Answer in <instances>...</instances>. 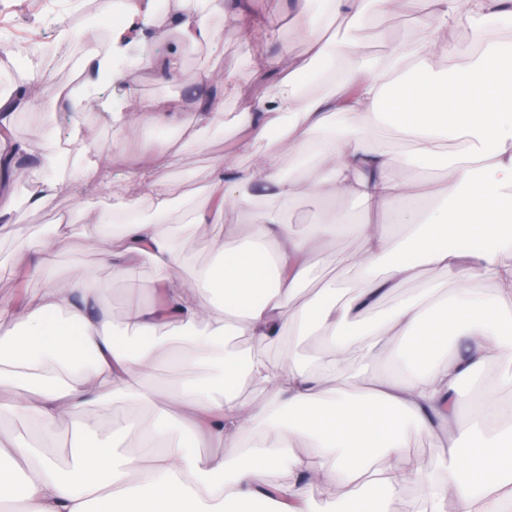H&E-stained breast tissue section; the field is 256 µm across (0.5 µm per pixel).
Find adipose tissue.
<instances>
[{
	"label": "adipose tissue",
	"instance_id": "obj_1",
	"mask_svg": "<svg viewBox=\"0 0 512 512\" xmlns=\"http://www.w3.org/2000/svg\"><path fill=\"white\" fill-rule=\"evenodd\" d=\"M292 19L313 57L339 71L331 93L303 98L308 65L289 62L286 86L268 84L253 95L232 70L220 92L202 96L195 120H221L224 96L249 99L240 112L235 143L252 154L256 141L278 134L291 144L306 174L283 177L277 147L248 168L216 163L206 204L191 208L189 223L206 228L211 262L189 264L164 227L173 223L170 190L154 159L126 174L149 192L150 219L101 228L108 242L103 260L124 273L142 259L155 268L156 299L133 307L128 323L137 338L108 332L93 317L104 287L83 278L46 279L22 305H0V414L17 409L36 423L31 441L0 447V512H247L275 495L277 512H314L313 497L335 512H356L370 492L383 506L405 490L429 502L430 512H512V421L503 420L501 390H512V57L503 34L512 29V0H430L421 36L390 43L365 58L356 41L327 39L320 13L308 0ZM251 0H184L174 18L192 43L216 40L214 13L242 23L254 35L268 26L254 18ZM466 28L473 45L467 62L446 70L433 58L452 56L453 33ZM127 46L114 39L107 52L88 50L81 82L64 98L76 109L90 101L89 87L126 81L120 66ZM35 82L0 97V198L9 196V173L25 151L5 138L12 115L28 108ZM100 109L118 126H169L179 121L178 102L103 99ZM368 116L356 135L345 136L332 119ZM412 142L415 156L440 167L447 180L433 190L442 203L426 209L416 185L389 173L387 144ZM358 203L355 215L292 232L281 217L298 194ZM248 214L249 236L224 223L226 214ZM354 236L353 263L363 280L349 297L323 289L313 302L296 299L317 264L321 246ZM70 239L60 215L54 232L22 254L11 272L50 268ZM475 247H455V240ZM455 281L452 294L435 288L386 301L423 269ZM321 331L330 358L297 356L273 361L266 346ZM242 338L250 348L228 349ZM360 343L366 369L349 365ZM175 380L150 381L158 360ZM504 371L495 386L463 402L460 383L487 363ZM262 388L260 401L241 397L242 382ZM131 408L154 407L172 430L139 429V444L115 443L130 424L113 423L100 434L77 411L105 395ZM74 418L67 466L41 446L57 424ZM275 428L278 447L261 443ZM432 439L431 464L405 461L408 433ZM236 449L233 457L200 454L195 440ZM443 479L429 483L425 468Z\"/></svg>",
	"mask_w": 512,
	"mask_h": 512
}]
</instances>
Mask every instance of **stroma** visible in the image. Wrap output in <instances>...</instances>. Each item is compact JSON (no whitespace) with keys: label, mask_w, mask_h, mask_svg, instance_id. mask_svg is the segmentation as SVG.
Listing matches in <instances>:
<instances>
[{"label":"stroma","mask_w":512,"mask_h":512,"mask_svg":"<svg viewBox=\"0 0 512 512\" xmlns=\"http://www.w3.org/2000/svg\"><path fill=\"white\" fill-rule=\"evenodd\" d=\"M44 4L45 0H0V15H8L16 31H35L48 36L59 46L52 67L43 70L44 105L25 109L13 118L11 132L14 140L26 144L30 150L29 155L20 159L11 188L13 207L25 213L27 235L23 238L0 236V266H9L21 250L31 248L34 241L52 233L57 217L67 214L71 221V239L55 258L54 268L62 276L75 272L88 280L106 282L110 292L103 305L109 315L110 327L124 335L128 332L125 324L127 308L131 303L148 299L154 286L155 271L151 262L144 259L132 275L118 278L102 259L106 244L99 240L97 229L89 218L93 215L112 218V173L137 165L142 147L151 145L160 156L161 173L171 187L176 214H186L193 205L202 203L216 158L244 166L249 163L247 157L234 149L235 119L244 108L242 101L225 95L223 125L196 123L194 112L203 72H210L217 78L224 70L233 69L255 89L259 86L257 66L267 68L270 80L274 81L279 79V70L288 60L304 58L313 73L303 87L304 94L319 97L329 92L330 86L315 78V71L322 67L321 61L308 59L304 42L288 26H279L264 39L253 41L245 39L240 25L225 22L223 16L217 15L212 20L219 32L217 41L213 46L199 47L185 41L170 23V16L178 12L180 5L178 0H169L164 14L142 19L141 26L152 38L153 54L166 53L172 47L178 49L181 63L175 76L161 78L148 69L140 58L141 48L136 44L129 48L126 69L132 100L179 101L183 123L178 127L149 124L117 127L105 112L89 108L76 112L69 104L57 101L60 88L74 81L85 46L58 38L52 19L45 14ZM427 9L425 0H403L397 11L358 24L348 18L335 17L328 20L326 35L341 40L348 37L352 29H359L361 50L367 55L378 56L384 52L388 40H409L419 36L421 18ZM77 130L102 146L103 158L98 162V170L89 169L76 157H67L59 162L56 172L75 182L77 192L47 197L37 206H30L28 199L33 192L32 186L45 175L42 156L53 151L55 143L69 140ZM389 173L393 178L411 183L438 185L445 179L443 172L423 167L413 160L408 146L399 140L389 148ZM354 208V203L347 199L339 198L328 203L302 195L285 213L284 219L299 231L314 222L332 221L337 212ZM357 248V242L349 237L327 241L324 245L327 262L314 271L300 293L301 300L315 299L322 288L332 283L343 287L358 286V275L347 269Z\"/></svg>","instance_id":"1"}]
</instances>
